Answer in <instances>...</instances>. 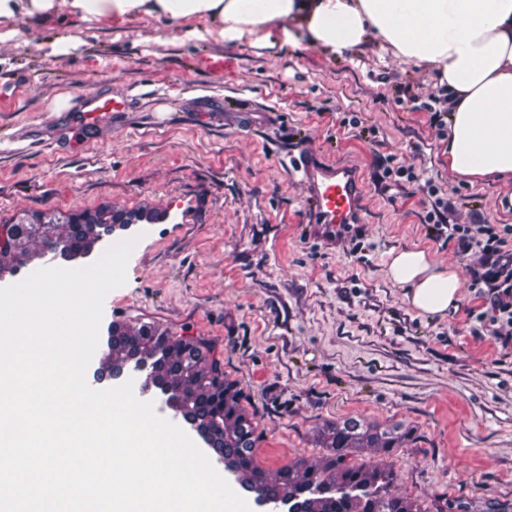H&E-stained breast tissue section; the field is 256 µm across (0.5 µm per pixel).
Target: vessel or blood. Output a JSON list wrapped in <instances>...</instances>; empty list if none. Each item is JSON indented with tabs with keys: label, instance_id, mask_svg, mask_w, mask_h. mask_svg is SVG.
I'll use <instances>...</instances> for the list:
<instances>
[{
	"label": "vessel or blood",
	"instance_id": "1",
	"mask_svg": "<svg viewBox=\"0 0 512 512\" xmlns=\"http://www.w3.org/2000/svg\"><path fill=\"white\" fill-rule=\"evenodd\" d=\"M127 104L128 98L123 94L85 93L70 128L94 132L114 114L124 111ZM290 163L307 194L308 237L332 245L363 226L365 186L352 167L327 164L305 146Z\"/></svg>",
	"mask_w": 512,
	"mask_h": 512
}]
</instances>
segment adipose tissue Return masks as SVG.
Masks as SVG:
<instances>
[{
	"label": "adipose tissue",
	"instance_id": "ef3b65f1",
	"mask_svg": "<svg viewBox=\"0 0 512 512\" xmlns=\"http://www.w3.org/2000/svg\"><path fill=\"white\" fill-rule=\"evenodd\" d=\"M80 18L205 16L220 36L241 38L294 19L303 39L332 55L391 51L428 66L448 96L449 168L512 178V0H70ZM391 280L421 315L444 317L461 300L456 269L427 250L392 253Z\"/></svg>",
	"mask_w": 512,
	"mask_h": 512
}]
</instances>
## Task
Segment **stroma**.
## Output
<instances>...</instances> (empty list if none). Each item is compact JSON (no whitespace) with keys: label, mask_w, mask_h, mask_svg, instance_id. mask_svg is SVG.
Returning a JSON list of instances; mask_svg holds the SVG:
<instances>
[{"label":"stroma","mask_w":512,"mask_h":512,"mask_svg":"<svg viewBox=\"0 0 512 512\" xmlns=\"http://www.w3.org/2000/svg\"><path fill=\"white\" fill-rule=\"evenodd\" d=\"M297 34L288 19L269 43L221 38L199 17L84 20L69 0L0 23V224L99 210L129 219L74 262L135 242L100 337L151 324L208 342L242 391L268 477L323 462L330 428L355 419L401 434L399 448L350 460L393 468L396 493L421 512L512 507V357L467 315L478 255L427 236L419 184L384 169L392 158L437 177L452 224L512 225V179L450 170L422 108L434 70L384 51L333 56ZM88 91L131 102L76 142L69 116ZM351 115L361 128L340 126ZM303 141L365 184L364 226L333 245L305 235V191L284 162ZM415 246L460 275L444 318L419 314L387 273L391 251ZM44 250L0 258V287L66 266Z\"/></svg>","instance_id":"1"}]
</instances>
